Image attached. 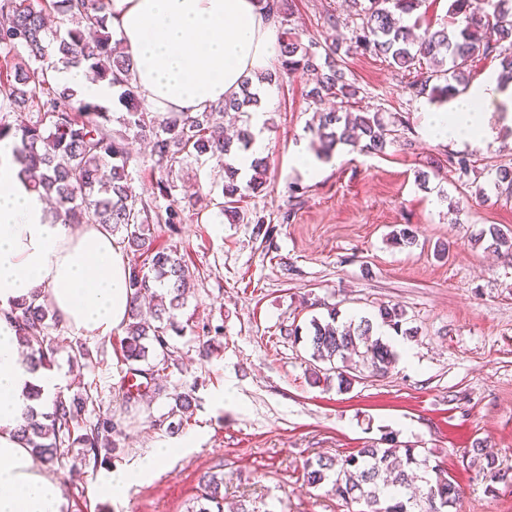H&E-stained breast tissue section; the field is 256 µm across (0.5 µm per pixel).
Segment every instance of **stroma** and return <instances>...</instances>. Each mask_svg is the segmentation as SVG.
<instances>
[{
	"label": "stroma",
	"instance_id": "1",
	"mask_svg": "<svg viewBox=\"0 0 512 512\" xmlns=\"http://www.w3.org/2000/svg\"><path fill=\"white\" fill-rule=\"evenodd\" d=\"M289 2L288 26L302 41L350 38L351 0ZM342 68L360 89L355 111L402 119L399 141L385 153L340 145L317 179L297 169L292 154L318 146L309 130L311 82L298 73L270 85L266 183L246 192L237 217L221 213L225 198L210 189L223 181L221 167L193 162L184 170L186 184L210 191L211 203L202 217L184 213L177 232L154 227L157 247H178L196 275L179 329L168 334L175 364L161 372L158 391L125 402L120 334L86 336L93 361L77 373L58 354L53 372L62 384L75 393L97 385L122 423L102 463L52 466L68 512H190L208 473L224 478L225 512H360L331 484L309 487L304 464L389 437L455 479L461 495L452 512H512V481L476 478L469 455L482 442L512 472V252L479 239L493 224L512 231V196L491 182L495 168L512 166V125L503 106L490 105L494 136L485 145L428 140L425 115L444 102L412 98L405 78L361 51L345 55ZM451 153L475 161L476 180L435 177ZM421 171L428 184L418 183ZM259 217L273 226L270 238L258 235ZM398 224L412 225L416 247L389 244ZM442 245L449 252L440 259ZM383 304L403 308L415 332L388 335L399 354L389 373L359 376L346 391L313 382L311 351L289 339L290 325L331 307L344 321L371 316ZM207 321L223 333L205 357L198 334ZM186 390L195 398L186 419L170 416L175 394ZM157 446L177 454L124 495L106 491L104 472Z\"/></svg>",
	"mask_w": 512,
	"mask_h": 512
}]
</instances>
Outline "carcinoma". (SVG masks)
<instances>
[{"mask_svg": "<svg viewBox=\"0 0 512 512\" xmlns=\"http://www.w3.org/2000/svg\"><path fill=\"white\" fill-rule=\"evenodd\" d=\"M111 0H0V140L15 141V158L34 190L55 203V218L65 224H97L113 234L124 232L122 242L143 257L142 266L131 268L127 288L131 301L125 336L120 340L128 375L136 387L126 388L129 401L155 379L158 370L148 363L149 354L159 358L161 370L169 368L168 329L175 326L176 311L185 304L193 286L194 272L177 248L155 247L151 226L180 224L185 210L201 215L208 205L203 196L181 195L180 173L189 160H214L224 168L221 194L228 204L240 194L234 158L249 150L253 134L244 129L232 140L215 122L217 114L235 112L250 117L258 106L253 81L245 78L238 93L203 112H153L148 109L133 83V61L113 40L109 21ZM265 17L285 24L286 0H257ZM421 0H368L360 8V24L352 40L364 53L382 58L408 77L405 88L414 98L450 100L468 87L471 63L491 58L497 61L498 81L512 83V0H452L448 21L435 28L422 25L417 17L407 18ZM79 19L65 32H50L47 9ZM57 64L53 68L84 70L97 80L120 89L125 108L120 128L92 103L78 97L75 89L62 86L49 75L45 64L48 49ZM26 55H21V52ZM341 44L322 47L304 45L299 35L285 30L279 41L277 67L269 77L302 72L314 76L307 96L316 105L337 100L339 108L317 110L311 132L321 145L320 157L328 159L338 145H349L368 153H382L396 142L402 120L387 122L379 112L354 113L352 100L359 88L348 82L338 63ZM26 112L20 124L8 114ZM151 145L155 192L149 198L133 195L128 168L133 157L129 138ZM448 166L459 177L470 175L475 166L464 156L448 155ZM267 158L252 162L248 188L265 183ZM490 247L512 248V237L496 225L488 229ZM389 239L399 247L418 245L417 235L406 225L394 228ZM406 313L395 305H381L377 320L403 336ZM8 323L18 332L21 344L30 350L33 371L49 370L55 347L50 329L59 325L56 314L33 298L12 304ZM372 319L339 320L332 307L327 318L310 320L307 337L311 358L323 364L325 378L336 376L338 387L350 388L352 367L371 377L386 375L395 362L391 347L373 337ZM70 361L82 367L92 361L88 346L77 341L71 346ZM98 388L69 396L58 392L45 411L29 410L18 429L24 444L46 463H61L69 448H84L88 460L98 462L101 452L112 450V435L118 423L112 413L101 411ZM470 464L494 481L500 469L494 456L481 442L470 450ZM304 477L317 488L332 483L336 496L366 506L364 512H449L459 497L456 481L440 465L416 449L367 445L344 457H318L306 462ZM223 479L215 474L203 480L201 499L207 502L196 512H223Z\"/></svg>", "mask_w": 512, "mask_h": 512, "instance_id": "1", "label": "carcinoma"}]
</instances>
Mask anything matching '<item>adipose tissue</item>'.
<instances>
[{
    "mask_svg": "<svg viewBox=\"0 0 512 512\" xmlns=\"http://www.w3.org/2000/svg\"><path fill=\"white\" fill-rule=\"evenodd\" d=\"M113 33L134 62V84L157 112H200L238 92L278 51L275 28L256 0H112ZM507 103L495 75L475 83L449 110L427 113L433 140L483 145L492 131L477 104ZM14 141L0 140V512H66L58 477L40 466L18 436L30 386L50 403L56 376L34 372L16 332L3 316L15 302L45 294L76 333L108 336L121 329L130 306V269L112 236L98 225L56 220L13 159ZM154 448L126 468L112 470L104 487L114 495L150 477L174 456Z\"/></svg>",
    "mask_w": 512,
    "mask_h": 512,
    "instance_id": "ef3b65f1",
    "label": "adipose tissue"
}]
</instances>
